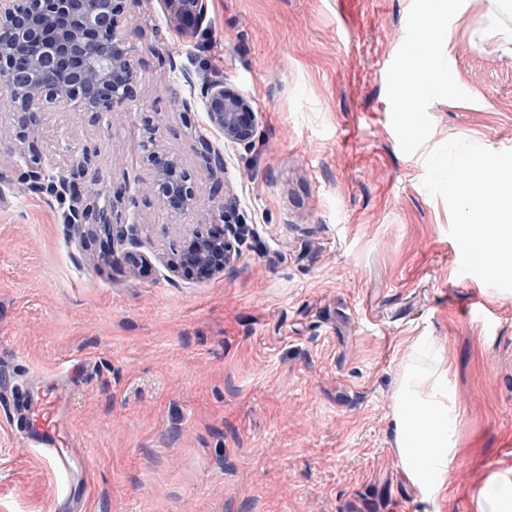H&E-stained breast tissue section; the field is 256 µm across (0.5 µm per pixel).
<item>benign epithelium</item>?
Here are the masks:
<instances>
[{"label": "benign epithelium", "mask_w": 512, "mask_h": 512, "mask_svg": "<svg viewBox=\"0 0 512 512\" xmlns=\"http://www.w3.org/2000/svg\"><path fill=\"white\" fill-rule=\"evenodd\" d=\"M130 0H0V88L17 114L19 154L26 161L25 177L36 189H44L68 203L63 213L80 240L104 234L112 247L100 255L115 263L136 256L123 250L138 240V225L116 221L111 197L99 190L91 200L81 191V180L90 174L92 160L84 152L72 160L69 176L55 175L41 161L42 150L34 130L38 110L48 102L64 112H90L98 121L124 109L136 99L138 58L132 32L126 26ZM170 20L189 34L202 27L208 0H161ZM190 94L206 112L209 127L224 142L248 144L255 135L256 112L243 95L229 91L224 81L208 76L192 77L183 70ZM204 166L216 179L213 200L220 232L194 230L183 238L168 267L175 272L192 268L207 276L224 271L233 263L243 228L237 201L226 182L224 152L203 137L200 141ZM150 165L147 194L157 197L170 213L180 217L196 205L191 176L178 161L143 144Z\"/></svg>", "instance_id": "obj_1"}]
</instances>
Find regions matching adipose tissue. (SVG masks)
<instances>
[{
    "mask_svg": "<svg viewBox=\"0 0 512 512\" xmlns=\"http://www.w3.org/2000/svg\"><path fill=\"white\" fill-rule=\"evenodd\" d=\"M457 163L464 178L449 182L448 191L459 200L463 216L489 212L483 188L498 183V160L492 156L463 155ZM493 214L496 225L490 232L475 235L462 231V251L477 262L487 258L512 262V253L503 252L500 247L501 227L512 222V209H500ZM418 344L425 347L426 354L406 361L400 370L393 393L392 424L401 470L429 500L446 488L458 464L454 429L459 413L440 348L430 346L425 336L419 337Z\"/></svg>",
    "mask_w": 512,
    "mask_h": 512,
    "instance_id": "1",
    "label": "adipose tissue"
}]
</instances>
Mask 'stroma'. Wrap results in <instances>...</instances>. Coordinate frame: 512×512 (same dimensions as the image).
Returning a JSON list of instances; mask_svg holds the SVG:
<instances>
[{
  "label": "stroma",
  "instance_id": "stroma-1",
  "mask_svg": "<svg viewBox=\"0 0 512 512\" xmlns=\"http://www.w3.org/2000/svg\"><path fill=\"white\" fill-rule=\"evenodd\" d=\"M197 34L135 0L137 99L103 125L42 108L46 165L89 152L115 210L141 226L148 266L99 260L54 196L28 189L10 107L0 104V391L85 358L69 410L91 482L85 512H476L512 471V276L459 248L448 193L460 155L512 156V6L464 0L449 36H425L424 0H209ZM435 71L403 103L395 81L417 42ZM223 79L257 114L249 145L225 144L226 177L250 228L234 264L175 275L164 256L212 228L206 114L180 71ZM195 183L172 219L140 188L142 144ZM448 365L460 419L449 484L423 499L403 476L391 425L415 337ZM0 398V512H49L57 480L11 429Z\"/></svg>",
  "mask_w": 512,
  "mask_h": 512
}]
</instances>
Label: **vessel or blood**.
I'll use <instances>...</instances> for the list:
<instances>
[{
  "instance_id": "obj_1",
  "label": "vessel or blood",
  "mask_w": 512,
  "mask_h": 512,
  "mask_svg": "<svg viewBox=\"0 0 512 512\" xmlns=\"http://www.w3.org/2000/svg\"><path fill=\"white\" fill-rule=\"evenodd\" d=\"M56 372L46 373L43 388L28 391L16 400L15 433L27 449L38 452L57 475L60 484L53 500L56 512H82L89 486V469L75 438L61 422V409L68 399L57 384Z\"/></svg>"
}]
</instances>
